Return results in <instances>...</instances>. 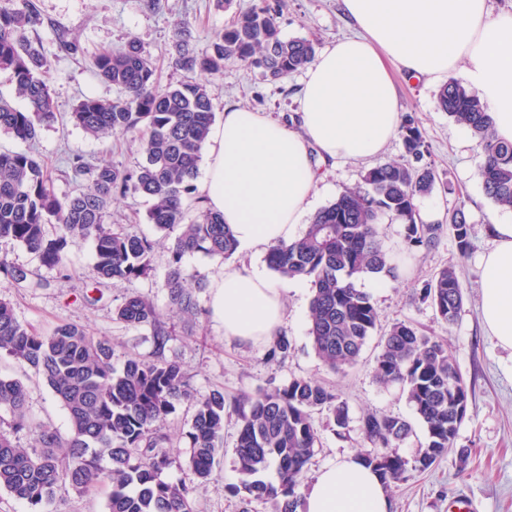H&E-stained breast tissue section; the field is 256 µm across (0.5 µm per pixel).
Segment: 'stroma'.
<instances>
[{"mask_svg": "<svg viewBox=\"0 0 512 512\" xmlns=\"http://www.w3.org/2000/svg\"><path fill=\"white\" fill-rule=\"evenodd\" d=\"M254 2L224 0L219 7L215 0H159L154 7L150 0H35L46 21L39 37L51 62L49 81L57 119L41 128L30 147L0 133V150L32 148L55 172L54 188L61 195L76 188L75 183L57 174L67 156L80 154L93 162L105 160L134 166L141 155L138 143L131 137L97 140L67 120L68 112L83 98L110 100L119 94L117 88L95 75V55L121 48L129 38H137L155 62L161 84L174 85L183 78L168 58L175 22H184L197 36L203 31H219L236 13ZM266 2L276 7L284 38L314 37L324 47L352 32L340 0ZM58 27L79 43L81 54L73 56L60 48L54 33ZM303 78V73L298 72L283 81L269 82L247 64L235 62L225 67L223 76L210 80L208 90L216 108L241 105L289 124L300 110ZM397 85L402 112L416 119L426 138L425 162L434 164L440 177L452 180L464 196L470 223L469 254L460 255L454 238L445 233L432 249L418 251L405 262L399 280L363 281V288L378 309L380 324L357 364L342 375L322 364L307 336L313 291L304 279L297 280L295 289L288 293L285 322L280 330L291 345L286 358L269 359L270 342L243 343L226 337L223 326L212 316V291L208 288L196 296L200 310L196 321L170 317L168 324L173 336L169 352L183 363L196 391H222L229 405L240 396L284 385L295 377H312L334 385L349 407L348 429L345 435H336L326 425V412H314L321 443L305 469L304 481L309 484L324 466L362 452L360 420L365 413L379 411L413 420L412 408L402 389L396 385L382 386L373 376L385 332L396 322H410L447 343L449 354L469 386V407L453 448L427 470L407 469L403 479L389 487L392 512H448L449 504L461 496L471 501L472 512H512V371L507 368L512 358L496 346L482 326L478 267L480 255L492 244L494 224L512 220V211L496 208L486 196L478 177L483 159L481 149L466 127L437 109L438 82L401 79ZM372 166L369 160L322 166L324 178L312 199L311 211L328 205L344 190L359 186L362 174ZM151 205V200L143 197L115 199L109 221L156 237L155 228L146 220ZM68 255L70 269L63 276L41 265L22 246L0 240L1 259L46 282L45 287L33 291L8 289L19 321L41 333L50 332L63 322L79 323L94 336L109 339L118 350L150 355L153 344L149 330L114 320L112 309L125 294L134 292L152 300L161 311H168L163 286L169 261L167 250L157 248L154 269L149 275L105 284L103 301L91 309L80 301L85 287L96 279L91 245L85 241L72 242ZM265 256L262 249L239 251L220 261L198 253L185 257L184 264L210 282L226 269H266ZM449 265L456 267L466 297L464 311L452 326L417 294L424 281ZM0 375L22 380L32 416L52 424L61 435H68L65 411L41 377L6 356L0 357ZM236 437L235 418H225L224 449L207 481H199L187 468L163 472L164 481L191 487V512H270L265 500L246 503L233 490L239 482L234 453Z\"/></svg>", "mask_w": 512, "mask_h": 512, "instance_id": "obj_1", "label": "stroma"}]
</instances>
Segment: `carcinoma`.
I'll return each mask as SVG.
<instances>
[{
	"instance_id": "carcinoma-1",
	"label": "carcinoma",
	"mask_w": 512,
	"mask_h": 512,
	"mask_svg": "<svg viewBox=\"0 0 512 512\" xmlns=\"http://www.w3.org/2000/svg\"><path fill=\"white\" fill-rule=\"evenodd\" d=\"M43 26L33 0H0V72L8 74L27 102L18 109L0 94V132L29 144L55 118L46 78L51 63L38 35ZM207 40V48L197 51L187 27L176 24L170 63L188 74L176 86L160 83L152 58L134 37L120 50L97 54L95 74L121 96L110 101L87 96L69 113V121L97 138L133 137L142 159L128 168L75 155L68 176L82 187L59 195L33 152L1 151L0 240L23 246L60 273L67 269L69 244L88 240L100 282L137 279L153 269L158 242L137 231H116L107 220L113 196L147 197L152 201L147 223L173 234L164 279L169 306L189 320L196 318V294L205 283L183 267L184 257L202 252L227 260L237 245L223 214L204 210L190 216L187 201L196 192L202 149L215 121L207 85L194 74L220 77L227 64L240 61L258 70L262 79L276 82L306 68L316 56L313 40L282 37L275 9L268 5L240 11ZM436 107L478 140L484 191L496 207L512 211V142L496 137L479 94L450 80L438 89ZM398 134L415 164L387 161L370 168L362 176L364 187L344 191L315 214L297 239L266 253L274 273L311 283L307 335L334 373L357 364L378 326L377 309L359 281L398 277L380 225H403L410 250L431 249L445 230L461 254L470 249L463 198L448 225L422 223L416 200L431 194L441 178L435 167L422 163L425 137L412 116L402 117ZM443 188L455 192L449 182ZM0 277L10 288L45 287L44 281L31 280L24 268L2 259ZM422 296L450 327L462 315L463 288L453 266L425 282ZM113 316L150 330V357L120 355L115 344L76 323L61 324L49 334L36 332L18 320L10 300L0 298V356L41 376L70 425L63 438L33 419L23 383L0 376V490L29 504L33 512H61L56 494L63 485L82 496L99 484L110 486L107 512H190L191 488L166 482L161 474L186 466L205 480L212 472L224 440V394L193 390L182 362L167 354L172 329L151 300L130 293L113 307ZM374 372L381 384H396L406 393L425 433V446L411 462L416 469H428L454 447L469 404L467 384L447 345L409 322H397L384 336ZM182 403L190 404L193 415L185 432L186 449L175 453L164 428ZM323 409L330 413V425L347 428L346 402L315 378H293L236 400L234 452L240 480L235 493L269 501L272 512H297L304 469L320 441L312 413ZM361 430L369 445L362 453L366 465L387 485L400 480L411 462L383 449L409 437L412 423L369 412ZM22 434L31 442L22 444ZM270 470L276 475L273 482L265 480Z\"/></svg>"
}]
</instances>
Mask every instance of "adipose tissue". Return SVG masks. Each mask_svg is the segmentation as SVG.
I'll list each match as a JSON object with an SVG mask.
<instances>
[{
    "label": "adipose tissue",
    "mask_w": 512,
    "mask_h": 512,
    "mask_svg": "<svg viewBox=\"0 0 512 512\" xmlns=\"http://www.w3.org/2000/svg\"><path fill=\"white\" fill-rule=\"evenodd\" d=\"M356 35L326 46L309 64L296 126L226 107L209 136L200 191L223 213L240 250L296 238L318 178L312 155L332 162L378 157L396 136L401 111L392 77L437 80L462 72L488 106L500 139L512 141V11L488 0H342ZM479 262L481 317L512 353V222L493 227ZM212 312L227 337L260 342L285 318L287 291L265 273L230 270L212 284ZM302 512H391L387 490L357 454L324 466Z\"/></svg>",
    "instance_id": "adipose-tissue-1"
}]
</instances>
